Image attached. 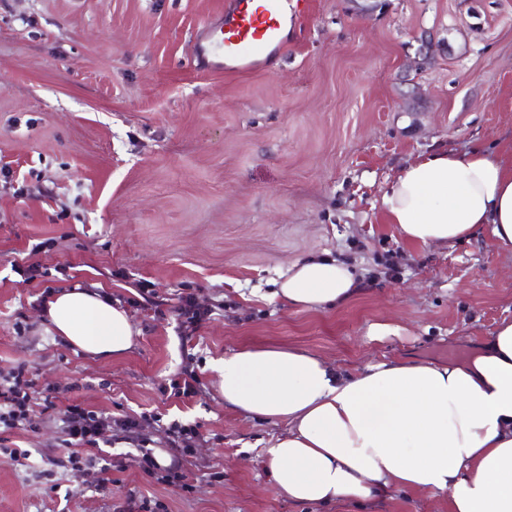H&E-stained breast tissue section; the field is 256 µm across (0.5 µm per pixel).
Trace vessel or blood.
Returning <instances> with one entry per match:
<instances>
[{
	"instance_id": "b4317fda",
	"label": "vessel or blood",
	"mask_w": 512,
	"mask_h": 512,
	"mask_svg": "<svg viewBox=\"0 0 512 512\" xmlns=\"http://www.w3.org/2000/svg\"><path fill=\"white\" fill-rule=\"evenodd\" d=\"M302 0H229L224 13L203 28L207 45L196 55H210L212 69L228 73L264 68L284 53L285 23L299 18Z\"/></svg>"
}]
</instances>
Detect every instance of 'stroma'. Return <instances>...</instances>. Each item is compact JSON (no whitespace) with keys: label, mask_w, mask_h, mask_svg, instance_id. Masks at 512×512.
Wrapping results in <instances>:
<instances>
[{"label":"stroma","mask_w":512,"mask_h":512,"mask_svg":"<svg viewBox=\"0 0 512 512\" xmlns=\"http://www.w3.org/2000/svg\"><path fill=\"white\" fill-rule=\"evenodd\" d=\"M227 0H0V368L113 417L198 426L192 491L136 468L97 485L72 467L55 416L9 433L0 512H448L445 496L391 489L361 505L288 500L262 450L280 421L225 407L208 365L249 344L315 353L351 374L390 358L464 360L512 319V253L490 234L445 248L385 223L388 184L440 150L512 144V0H310L264 69L217 72L196 33ZM424 69H416L421 56ZM308 257L352 265L361 290L331 308L283 304L277 283ZM38 262L44 277L16 269ZM97 284L137 332L119 359L58 342L45 289ZM194 293L218 313L195 331L175 313ZM401 326L375 339L372 324ZM194 369L196 396H170ZM12 448L29 450L21 466ZM219 467L224 476L212 481Z\"/></svg>","instance_id":"stroma-1"}]
</instances>
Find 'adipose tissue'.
I'll return each instance as SVG.
<instances>
[{
    "mask_svg": "<svg viewBox=\"0 0 512 512\" xmlns=\"http://www.w3.org/2000/svg\"><path fill=\"white\" fill-rule=\"evenodd\" d=\"M382 207L407 243L445 246L487 230L512 251V162L477 148L419 156ZM359 284L349 264L304 259L282 276L278 295L318 310ZM42 312L65 344L90 356L133 348L126 308L101 286L58 289ZM209 368L226 407L286 423L263 454L293 501L363 502L399 488L446 496L448 512H512V320L462 363L388 359L343 375L304 349L245 346Z\"/></svg>",
    "mask_w": 512,
    "mask_h": 512,
    "instance_id": "adipose-tissue-1",
    "label": "adipose tissue"
}]
</instances>
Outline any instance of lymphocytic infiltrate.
<instances>
[{
	"instance_id": "f902f5d3",
	"label": "lymphocytic infiltrate",
	"mask_w": 512,
	"mask_h": 512,
	"mask_svg": "<svg viewBox=\"0 0 512 512\" xmlns=\"http://www.w3.org/2000/svg\"><path fill=\"white\" fill-rule=\"evenodd\" d=\"M50 412L57 413L63 424L62 445L68 451L69 463L97 459L107 433L116 431L136 442L137 452L132 455L131 463L145 476L162 485L176 486L187 492L192 490L190 465L199 438L196 426L175 423L169 427L170 462L164 465L159 463L143 434L145 415L115 418L78 402L61 405L52 388H39L26 364L18 362L9 368H0V434L37 430L43 416Z\"/></svg>"
}]
</instances>
